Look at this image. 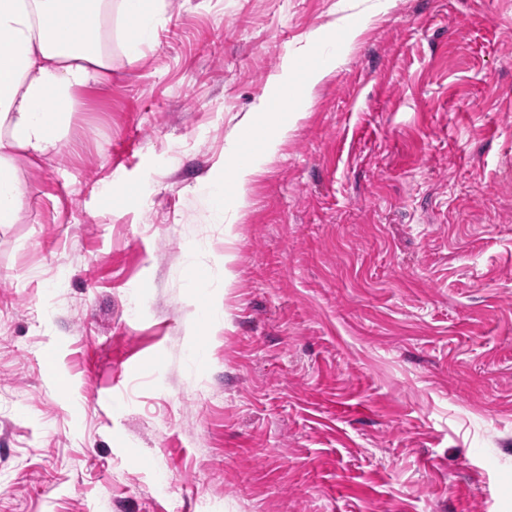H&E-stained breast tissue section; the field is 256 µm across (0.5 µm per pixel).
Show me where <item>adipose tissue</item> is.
I'll list each match as a JSON object with an SVG mask.
<instances>
[{"mask_svg":"<svg viewBox=\"0 0 512 512\" xmlns=\"http://www.w3.org/2000/svg\"><path fill=\"white\" fill-rule=\"evenodd\" d=\"M167 0H0V224L19 220L25 186L18 155L59 153L77 109L74 92L112 74V23L121 21L123 50L140 59L166 20ZM256 123L243 119L237 160L207 186L216 217L233 187L245 206L259 172L248 146Z\"/></svg>","mask_w":512,"mask_h":512,"instance_id":"obj_1","label":"adipose tissue"}]
</instances>
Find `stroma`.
<instances>
[{
    "instance_id": "stroma-1",
    "label": "stroma",
    "mask_w": 512,
    "mask_h": 512,
    "mask_svg": "<svg viewBox=\"0 0 512 512\" xmlns=\"http://www.w3.org/2000/svg\"><path fill=\"white\" fill-rule=\"evenodd\" d=\"M167 11L0 224V512H512V0ZM238 127L232 151L236 154V159L242 156L247 158L235 162L230 170L225 168L221 178L207 184L213 210L216 217L221 221L224 220V191L226 193V182L229 180L234 187L237 207H243L246 204L249 185L252 183L254 176L260 171L255 161L256 151L248 148V145L255 138L256 121L246 118L240 122Z\"/></svg>"
}]
</instances>
